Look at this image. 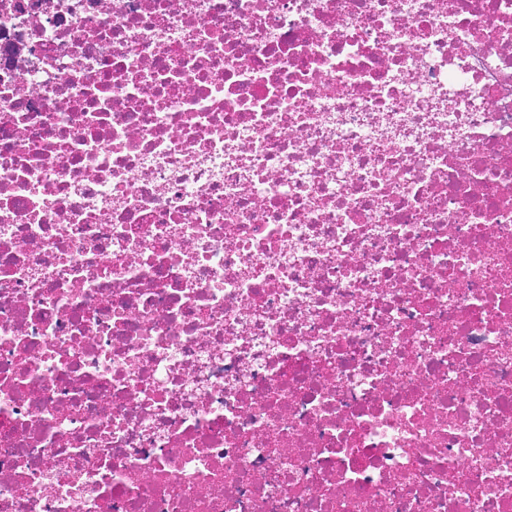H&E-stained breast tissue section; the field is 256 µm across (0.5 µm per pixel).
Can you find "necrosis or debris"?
I'll use <instances>...</instances> for the list:
<instances>
[{
    "mask_svg": "<svg viewBox=\"0 0 512 512\" xmlns=\"http://www.w3.org/2000/svg\"><path fill=\"white\" fill-rule=\"evenodd\" d=\"M0 512H512V0H0Z\"/></svg>",
    "mask_w": 512,
    "mask_h": 512,
    "instance_id": "4bbe7bcc",
    "label": "necrosis or debris"
}]
</instances>
